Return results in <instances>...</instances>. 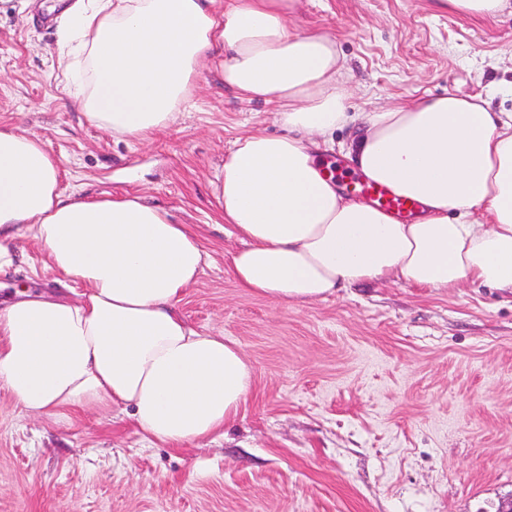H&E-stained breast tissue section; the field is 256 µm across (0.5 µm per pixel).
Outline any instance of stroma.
<instances>
[{"label": "stroma", "mask_w": 512, "mask_h": 512, "mask_svg": "<svg viewBox=\"0 0 512 512\" xmlns=\"http://www.w3.org/2000/svg\"><path fill=\"white\" fill-rule=\"evenodd\" d=\"M60 0H0V123L60 160L61 189L133 194L169 210L206 253L180 303L192 326L234 342L255 371L223 435L173 449L145 442L127 412L75 424L29 418L0 386V512H498L512 501V293L391 280L324 300L275 302L238 288L242 242L212 183L235 140L280 133L272 110L209 73L191 107L151 141L86 123L62 76L93 79L70 55ZM291 30L335 38L368 112L419 95L491 100L511 112L512 13L473 17L436 0H301ZM0 300L52 286L39 245Z\"/></svg>", "instance_id": "obj_1"}]
</instances>
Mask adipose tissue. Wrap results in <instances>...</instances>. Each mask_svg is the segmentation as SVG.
<instances>
[{
	"label": "adipose tissue",
	"instance_id": "1",
	"mask_svg": "<svg viewBox=\"0 0 512 512\" xmlns=\"http://www.w3.org/2000/svg\"><path fill=\"white\" fill-rule=\"evenodd\" d=\"M298 4L74 0L66 16L93 72L76 105L127 141L172 124L204 71L275 106L285 134L239 137L213 184L218 215L245 244L232 274L253 295L312 301L391 279L512 288V113L454 95L347 111L335 40L288 28ZM346 126L349 160L417 201L414 219L397 221L324 174L318 155ZM59 182L40 139L0 124V273L16 268L26 234L65 278L63 290L0 305V385L31 416L121 408L151 443L223 431L254 372L179 311L202 270L199 241L139 197L76 198Z\"/></svg>",
	"mask_w": 512,
	"mask_h": 512
}]
</instances>
